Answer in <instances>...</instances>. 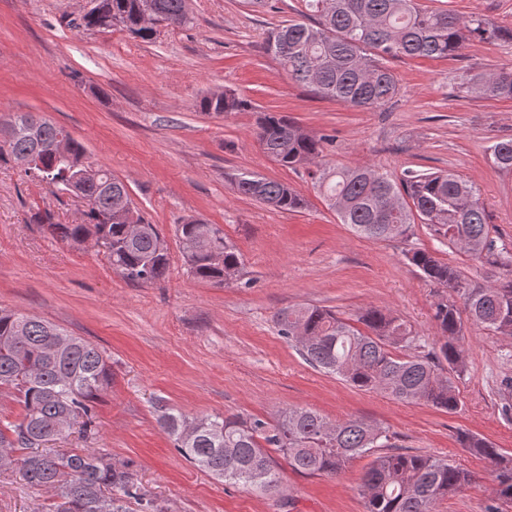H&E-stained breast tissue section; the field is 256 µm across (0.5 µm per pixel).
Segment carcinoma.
<instances>
[{
    "label": "carcinoma",
    "mask_w": 512,
    "mask_h": 512,
    "mask_svg": "<svg viewBox=\"0 0 512 512\" xmlns=\"http://www.w3.org/2000/svg\"><path fill=\"white\" fill-rule=\"evenodd\" d=\"M187 0H99V12L88 11L79 26L100 29L114 19L131 34L150 41L158 28L193 23ZM309 20H290L272 30L265 51L288 76L316 94L362 109L382 108L400 92L389 66L395 58L441 59L459 54L478 39L492 43L506 33L476 16L451 10H430L417 0H306ZM459 93L484 98H512V69L483 75L462 74ZM250 107L232 93L213 94L201 110L216 114ZM9 138L0 139V162L42 153L43 169L36 179L60 190L70 184L86 202L80 224H59L47 209L32 216L52 238L81 244L90 238L104 247L112 269L137 284H154L167 276L168 245L158 225L134 204L127 185L102 165L87 160L81 143L42 115L16 112ZM256 137L264 153L288 169L314 167L311 178L340 223L358 236L386 241L424 224L450 247L506 272L487 288L463 287L460 270L428 249L407 254L425 281L444 290L434 303L439 330L438 352L418 354L420 335L401 317L377 308L358 313V328L336 313L314 305L281 310L275 316L279 335L299 344L303 360L334 374L361 391L381 392L404 403L423 402L453 413L461 404L455 380L465 371L461 353L464 321L496 335L512 337V247L491 236L477 189L453 173L411 174L401 183L370 168L322 167L330 139L315 137L282 112H261ZM65 141L66 155L55 144ZM490 160L512 172V139L490 147ZM236 193L279 211L298 212L306 200L287 183L254 173L234 181ZM180 239L192 241L184 255L195 278L229 283L241 279L243 257L218 224L185 218ZM463 298L464 309L448 299ZM112 385V366L93 343L68 334L37 316L0 308V390L15 393L23 404L22 418L0 430V448L24 451L5 461L0 470L19 466L30 486L52 493L50 512H166L138 479L130 463L117 465L96 450L58 453L48 444L78 425L88 429L93 401ZM159 424L182 457L232 485L268 494L279 487L273 454L305 475H341L350 462L374 456L362 477L366 512H432L439 500L473 481L470 472L448 459L425 454L385 453L388 431L363 419L332 423L303 407H288L274 422L258 417L212 415L186 417L156 405ZM463 447L487 460L498 498L512 500V455L485 438L467 434Z\"/></svg>",
    "instance_id": "cac0c4a2"
}]
</instances>
